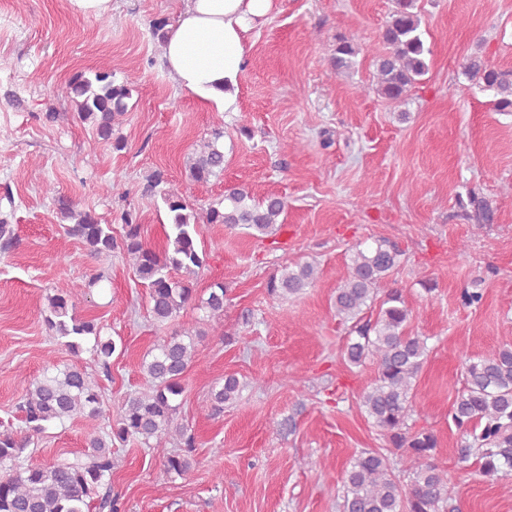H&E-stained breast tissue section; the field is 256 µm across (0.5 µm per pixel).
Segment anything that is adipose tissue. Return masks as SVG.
Here are the masks:
<instances>
[{"mask_svg": "<svg viewBox=\"0 0 512 512\" xmlns=\"http://www.w3.org/2000/svg\"><path fill=\"white\" fill-rule=\"evenodd\" d=\"M273 7L274 0H185L163 46L172 81L219 111H236L246 35L266 23Z\"/></svg>", "mask_w": 512, "mask_h": 512, "instance_id": "adipose-tissue-1", "label": "adipose tissue"}]
</instances>
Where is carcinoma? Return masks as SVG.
<instances>
[{"mask_svg": "<svg viewBox=\"0 0 512 512\" xmlns=\"http://www.w3.org/2000/svg\"><path fill=\"white\" fill-rule=\"evenodd\" d=\"M417 0H395V9L374 49L375 92L391 103L406 101L411 89L429 72ZM359 47L352 39L336 40L332 59L336 73L352 69ZM462 74L484 90L494 92L497 112H512V70H502L473 54L462 65ZM80 122L96 137L121 152L127 143L114 133L120 117L128 111L131 83H117L112 73L98 69L93 75H76L67 85ZM224 127L213 128L188 154L190 177L206 183L224 174ZM145 191L160 197L169 222L166 243L157 248L142 235L137 214L125 210L120 219L121 238L112 235V225L100 223L92 210H80L71 199L54 198L66 224L65 234L82 240L96 255L119 251L132 261L135 274L148 289L150 314L158 323L173 321L195 303L193 278L204 265L199 250V222L242 226L252 235L264 237L282 224L286 201L278 195L255 198L244 186H230L224 197L208 205L203 217L182 195L167 187L162 171L147 180ZM402 251L385 239L374 240L368 249L354 247L348 276L336 288L333 306L336 317L351 323L344 358L352 365L370 361L375 377L359 396V406L372 425L389 443L387 448L363 449L350 461L342 478L339 512H457L453 489L459 470L469 465L484 477H512V345H504L484 356L465 360L462 386L450 411L461 432L457 448L460 469L447 470L436 462L437 437L428 428L409 424L413 412L415 380L429 354L428 337L409 329L412 316L400 289H381L399 265ZM316 279L309 263L285 262L280 274L267 282L273 298L297 296ZM229 289L222 282L209 286L208 297L198 308L213 316L224 314ZM71 295L48 296L45 323L53 335L65 339L74 354L90 345L99 367L107 371L116 343L102 335L94 320L78 317ZM194 339L171 336L158 343L150 359L141 365L146 388L129 394L117 416L104 406L99 386L86 370L66 366L37 380L22 378L25 435L0 432V512H120L112 496V442H136L146 447L176 437L183 450L170 453L165 473L182 476L191 468L193 437L173 426L183 396L184 374L194 357ZM240 382L224 377L212 389L213 401L221 409L236 399ZM75 416L111 422L110 428L94 427L86 437L87 451L72 461L46 466H29L22 460L30 437L47 425Z\"/></svg>", "mask_w": 512, "mask_h": 512, "instance_id": "1", "label": "carcinoma"}]
</instances>
